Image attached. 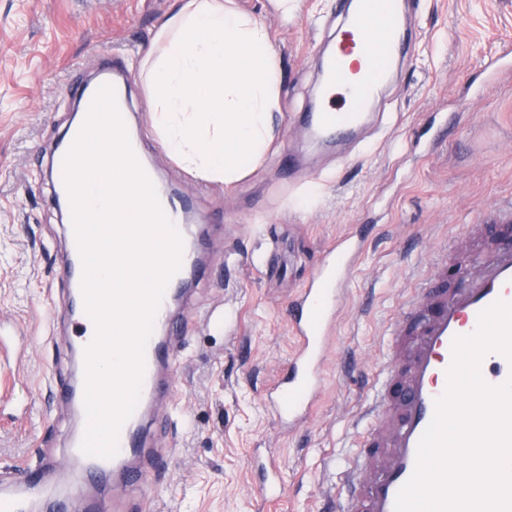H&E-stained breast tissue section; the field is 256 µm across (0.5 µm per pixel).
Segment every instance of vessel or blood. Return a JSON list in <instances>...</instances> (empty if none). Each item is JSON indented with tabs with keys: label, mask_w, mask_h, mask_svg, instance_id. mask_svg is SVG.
<instances>
[{
	"label": "vessel or blood",
	"mask_w": 512,
	"mask_h": 512,
	"mask_svg": "<svg viewBox=\"0 0 512 512\" xmlns=\"http://www.w3.org/2000/svg\"><path fill=\"white\" fill-rule=\"evenodd\" d=\"M336 13L342 25L325 61V103L304 114L300 122L312 141L340 148L357 134L369 100L394 60L406 52L409 36L399 0H336ZM101 53L111 58L112 65L98 84L72 87L68 93L86 108L99 85L109 83L115 88L119 108H126L124 65L111 48H102ZM339 95L344 98L340 107L334 103ZM79 131V126H70L52 156L51 174L57 186L53 200L57 203L70 200L63 159ZM157 196L182 234L184 249L181 266L168 282L155 317L145 349L140 399L120 430L117 455L102 459L80 450L86 427L84 370L56 381L51 390L54 400L68 405L76 420L67 478L88 489L85 512H97L93 493L102 480H111L113 490L122 491L144 483L147 467L164 470L169 466L167 454L148 447L145 432L151 413L175 391L169 370L182 328L176 303L189 281L209 279L211 270L203 227L188 223L189 208L183 198L163 190ZM65 233L69 261L59 277L65 288L64 301L76 316L74 352L81 365L93 321L85 310L83 265L73 225H66ZM366 242L362 235L336 239L325 249L314 273L288 300L286 315L294 347L263 398L267 412L286 431L301 428L322 399L337 316ZM430 266V274L403 298L390 327L387 354L377 368L378 381L365 411L369 424L357 433V452L343 471L340 492L329 496V512H394L397 494L414 472L418 442L434 417L435 401L445 391L454 337L474 332L479 313L496 301L512 303V241L499 242L494 255L480 261L453 258L447 247H438L431 254ZM481 373L490 385H501L512 377V361L497 352L487 353ZM66 480L46 482L39 470L17 465L0 479V512H46L49 506L68 504ZM257 491L263 500L273 502L286 491L273 458L265 460Z\"/></svg>",
	"instance_id": "vessel-or-blood-1"
}]
</instances>
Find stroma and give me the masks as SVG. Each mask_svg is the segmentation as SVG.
<instances>
[{
	"mask_svg": "<svg viewBox=\"0 0 512 512\" xmlns=\"http://www.w3.org/2000/svg\"><path fill=\"white\" fill-rule=\"evenodd\" d=\"M233 0L260 20L277 50L280 105L262 165L227 186L199 179L150 126L142 62L177 0H0V472L63 463L75 419L50 382L75 373L57 267L64 226L48 164L72 119L68 84L93 79L100 45L125 52L135 134L164 187L189 198L209 227L215 281L183 303L192 325L177 359L175 399L160 408L156 447L172 457L141 494L150 512H322L356 452L355 434L401 298L437 244L475 248L466 224H497L512 206V77L489 84L493 55L512 64V0H409L422 35L371 107L366 138L345 157L297 124L319 87L335 0ZM306 167L286 175L284 149ZM373 227L339 321L325 396L310 421L283 431L262 394L288 361L285 308L336 237ZM231 311L225 329L212 311ZM272 451L287 486L276 503L254 489L252 456Z\"/></svg>",
	"mask_w": 512,
	"mask_h": 512,
	"instance_id": "obj_1",
	"label": "stroma"
}]
</instances>
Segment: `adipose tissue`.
<instances>
[{
  "label": "adipose tissue",
  "mask_w": 512,
  "mask_h": 512,
  "mask_svg": "<svg viewBox=\"0 0 512 512\" xmlns=\"http://www.w3.org/2000/svg\"><path fill=\"white\" fill-rule=\"evenodd\" d=\"M144 61L150 120L182 168L227 184L260 165L279 104L276 49L231 0H181Z\"/></svg>",
  "instance_id": "obj_1"
}]
</instances>
